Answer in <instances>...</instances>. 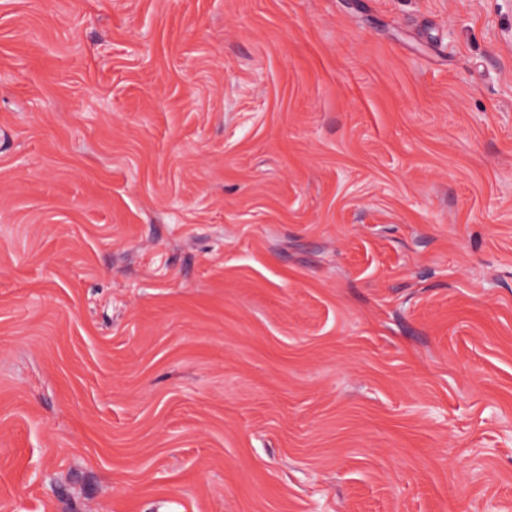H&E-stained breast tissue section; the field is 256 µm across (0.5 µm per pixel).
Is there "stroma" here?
I'll use <instances>...</instances> for the list:
<instances>
[{
  "label": "stroma",
  "mask_w": 512,
  "mask_h": 512,
  "mask_svg": "<svg viewBox=\"0 0 512 512\" xmlns=\"http://www.w3.org/2000/svg\"><path fill=\"white\" fill-rule=\"evenodd\" d=\"M0 512H512V0H0Z\"/></svg>",
  "instance_id": "1"
}]
</instances>
